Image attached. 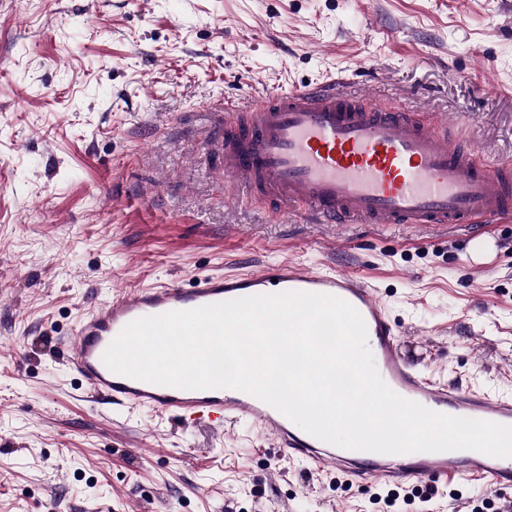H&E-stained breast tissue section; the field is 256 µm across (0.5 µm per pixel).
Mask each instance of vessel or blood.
<instances>
[{
  "label": "vessel or blood",
  "mask_w": 512,
  "mask_h": 512,
  "mask_svg": "<svg viewBox=\"0 0 512 512\" xmlns=\"http://www.w3.org/2000/svg\"><path fill=\"white\" fill-rule=\"evenodd\" d=\"M340 77L267 95L258 105L224 104V128L212 142L232 198L264 197L306 224H452L475 227L512 218V166H488L448 138V122L420 120L402 107L348 95ZM282 292L328 294L362 316L382 379L398 395L456 417L512 425V398L421 376L404 353L374 290L356 275L309 271L284 262L244 275L219 274L202 285L177 283L116 294L92 309L64 341L69 368L90 396L157 414L245 420L289 457L346 481L402 486L461 478L512 486V458L455 450L383 454L343 449L304 432L271 405L243 391L187 390L110 371L102 355L130 322L238 298Z\"/></svg>",
  "instance_id": "b4317fda"
}]
</instances>
